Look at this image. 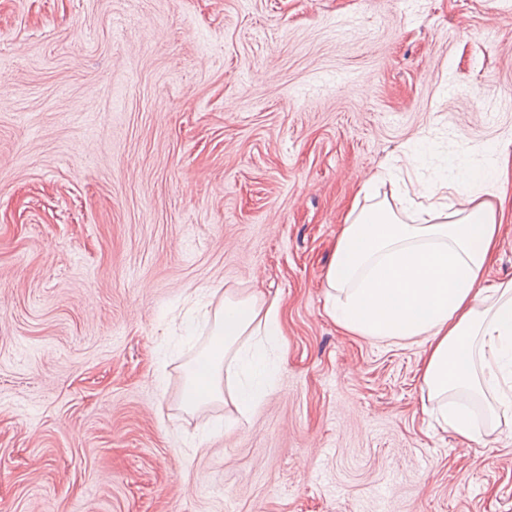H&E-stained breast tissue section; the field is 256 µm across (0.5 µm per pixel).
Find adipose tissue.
Instances as JSON below:
<instances>
[{"mask_svg":"<svg viewBox=\"0 0 512 512\" xmlns=\"http://www.w3.org/2000/svg\"><path fill=\"white\" fill-rule=\"evenodd\" d=\"M505 167L448 162L432 185L394 176L393 202L351 209L327 280L328 313L346 333L422 340L423 379L440 421L472 438L467 408L448 394H492L487 415L512 404V281L490 284L500 230ZM200 368L189 370L186 405L224 400L247 413L267 394L275 366L264 358L282 334L280 307L259 294H225Z\"/></svg>","mask_w":512,"mask_h":512,"instance_id":"ef3b65f1","label":"adipose tissue"}]
</instances>
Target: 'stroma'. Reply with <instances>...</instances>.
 I'll use <instances>...</instances> for the list:
<instances>
[{
    "label": "stroma",
    "mask_w": 512,
    "mask_h": 512,
    "mask_svg": "<svg viewBox=\"0 0 512 512\" xmlns=\"http://www.w3.org/2000/svg\"><path fill=\"white\" fill-rule=\"evenodd\" d=\"M512 156V0H0V512H512V419L344 333L363 183ZM277 299L248 414L186 408L200 289ZM439 417L442 424L448 427L457 437L470 439L475 432L472 416L467 408L457 405H448V402L439 406Z\"/></svg>",
    "instance_id": "stroma-1"
}]
</instances>
